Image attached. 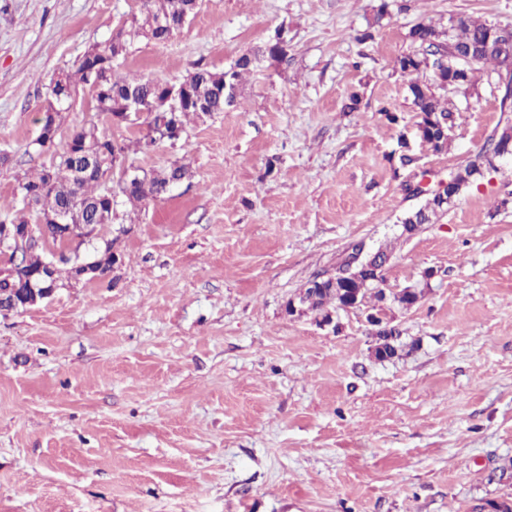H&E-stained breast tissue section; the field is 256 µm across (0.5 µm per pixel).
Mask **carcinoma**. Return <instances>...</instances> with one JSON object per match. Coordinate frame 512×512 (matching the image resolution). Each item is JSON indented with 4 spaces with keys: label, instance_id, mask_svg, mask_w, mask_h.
Wrapping results in <instances>:
<instances>
[{
    "label": "carcinoma",
    "instance_id": "carcinoma-1",
    "mask_svg": "<svg viewBox=\"0 0 512 512\" xmlns=\"http://www.w3.org/2000/svg\"><path fill=\"white\" fill-rule=\"evenodd\" d=\"M144 7L138 32L149 40L163 42L173 32L183 28V21L195 10L196 0H144ZM492 27L493 24L488 22L464 18L451 19L448 27L441 29L431 23H420L409 33L412 41L418 44V50L399 56L394 62L395 68L405 76L412 77L428 69L432 72V79L428 82L412 78L408 92L419 118V138L437 153L448 146V128L453 126L454 104L449 94L472 85L475 66H471L469 60H476V66L494 65L493 73L496 75L512 71V32L495 39L490 37ZM282 35V30H275L261 46L242 54L221 72L197 67L182 80L189 87L192 105L171 114L168 113V106L164 105L169 84L138 77L112 79L113 61L126 51L121 30L105 45L96 46L83 56L76 70L79 80H73L68 73L52 80L48 96L55 104L66 103L76 91V82L80 81L96 89V112L111 118L117 126L120 125L119 114L124 111L126 103L137 99L146 104L149 125L159 128L168 113L170 121L184 132L187 117L210 116L234 105L241 75L251 70L256 56L261 54L277 59L286 55L285 51L279 49ZM85 128L91 137L87 139L82 132L75 131L66 144L59 166L44 168L37 176L25 177L19 183L22 191H40L36 200L39 212L68 209L73 213L75 223L95 224L97 214L108 209L114 196L119 195L136 206L164 198L174 183L190 176L186 165L173 163L150 172L146 182L128 191L120 185L113 188L109 186L113 172L112 157H123L128 146L110 137L94 120L89 121ZM478 173L480 169L475 163L453 172L457 191H462ZM447 206L448 203L437 198L426 201L404 217V230L411 233L420 224L433 223L445 213ZM419 296L420 291L415 288H403L391 293L392 301L401 307L412 306ZM374 300H383V288L372 279L360 286L353 284L341 288H334L323 280L314 293L307 295L304 307L327 319L330 306L336 309L352 305L360 308L372 304ZM383 326V330L374 329L376 354L387 353L394 357L402 346L401 330L389 329L387 322Z\"/></svg>",
    "mask_w": 512,
    "mask_h": 512
}]
</instances>
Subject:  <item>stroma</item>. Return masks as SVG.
<instances>
[{
	"mask_svg": "<svg viewBox=\"0 0 512 512\" xmlns=\"http://www.w3.org/2000/svg\"><path fill=\"white\" fill-rule=\"evenodd\" d=\"M141 13L142 0H0V220L97 117L79 86L55 146L30 150L50 80ZM452 16L512 28V0H197L167 41L130 40L114 76L168 83L223 70L279 27L289 47L258 57L236 104L191 119L176 146L128 153L192 176L119 207L118 269L0 313V512L512 503V158L482 157L512 112L478 73L434 153L393 68L416 49L412 27ZM472 163L447 212L406 233L421 204L407 185ZM357 244L391 248L385 290L423 289L412 308L384 305L406 345L388 360L361 311L328 325L286 311Z\"/></svg>",
	"mask_w": 512,
	"mask_h": 512,
	"instance_id": "obj_1",
	"label": "stroma"
}]
</instances>
